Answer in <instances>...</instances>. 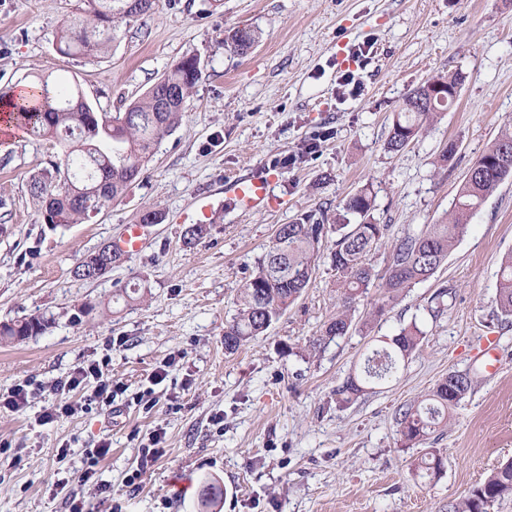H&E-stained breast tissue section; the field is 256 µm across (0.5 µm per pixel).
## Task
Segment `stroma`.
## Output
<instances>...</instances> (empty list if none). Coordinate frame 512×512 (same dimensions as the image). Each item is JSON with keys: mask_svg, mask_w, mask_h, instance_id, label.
Wrapping results in <instances>:
<instances>
[{"mask_svg": "<svg viewBox=\"0 0 512 512\" xmlns=\"http://www.w3.org/2000/svg\"><path fill=\"white\" fill-rule=\"evenodd\" d=\"M82 6L0 0V92L50 72L115 113L183 58L198 57L202 75L143 182L82 224H46L30 192L31 175L56 147L24 133L0 139V322L53 320L41 335L0 343V394L26 382L36 388L23 410H0V512H67L60 480L81 473L104 441L110 451L96 470L110 493L78 489L93 512H201L210 492L213 512H448L511 461L512 324L493 311L499 261L512 252V177L432 277L387 302L381 276L392 244L444 221L469 168L512 130V0H159L91 60L52 45L61 21ZM237 28L259 34L248 54L224 44ZM361 43L368 54L343 66L342 55ZM346 68L361 83L358 96L338 92ZM456 73L463 82L455 103L403 151L387 152L405 98ZM312 138L313 155L276 166ZM451 141L456 153L442 161ZM257 169L275 172L276 205L242 213L224 202L225 180ZM361 189L389 232L370 256L377 277L355 305L350 332L311 347L339 299L328 236L302 297L266 335L227 353L224 324L278 225L303 214L344 223L343 202ZM200 194L221 204L208 234L190 242L185 216ZM148 209L163 221L138 255L96 280L74 278L85 255ZM134 283L135 301L115 300ZM382 302L384 315L374 316ZM413 324L424 338L397 377L337 404L336 387L372 349ZM491 341L501 364L494 374ZM87 361L103 363L119 385L110 408H83L96 380L69 394L56 389ZM453 371L470 373L474 386L444 434L430 439L441 475L420 477L426 448L401 446L396 420ZM68 401L79 411L56 413ZM155 435L163 454L129 488L139 451Z\"/></svg>", "mask_w": 512, "mask_h": 512, "instance_id": "35a3bbf8", "label": "stroma"}]
</instances>
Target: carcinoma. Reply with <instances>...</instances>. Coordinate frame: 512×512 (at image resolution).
<instances>
[{
	"instance_id": "obj_1",
	"label": "carcinoma",
	"mask_w": 512,
	"mask_h": 512,
	"mask_svg": "<svg viewBox=\"0 0 512 512\" xmlns=\"http://www.w3.org/2000/svg\"><path fill=\"white\" fill-rule=\"evenodd\" d=\"M82 17L64 23L54 36V49L64 56L95 58L105 53L121 23L152 13L157 0H83ZM258 41L247 28L231 36V48L243 55ZM201 76L200 59H182L155 82L126 111L112 116L97 111L77 85H64L45 74L31 82L38 93L37 106L15 105L17 121L26 133L60 146L58 159L33 177L30 190L42 203L45 223L54 226L81 224L122 202L144 178L146 163L158 143L182 121L185 103ZM424 88L411 92L396 113L386 142L398 152L414 141L424 123L448 108L450 102L416 109L415 100ZM175 100L159 109L160 100ZM512 176V132L502 133L471 166L455 199L447 221L426 224L397 241L390 252L384 288L396 297L407 288L432 277L447 260L448 253L467 233L473 213L506 178ZM345 212L356 222L336 224L334 248L330 253L340 304L313 349L347 334L352 327L351 311L356 300L376 278L369 256L389 231L371 216L374 199L365 190L348 196ZM330 229L312 214H303L276 229L273 241L259 258L256 269L243 288V307L224 325V349L230 353L266 333L274 321L295 303L307 288L316 266L320 245ZM496 316L512 323V253L500 263ZM49 320L30 315L0 323V341H22L44 333ZM424 332L412 324L373 351L364 366L336 388V402L349 405L375 386L395 377L423 340ZM450 372L425 398L400 413L397 420L400 442L408 447L422 445L439 429L448 427L451 411L472 390L473 380H455ZM418 469L426 476L443 470V459L435 449L421 458ZM512 496V462L493 471L460 503L448 512H487L491 503Z\"/></svg>"
}]
</instances>
